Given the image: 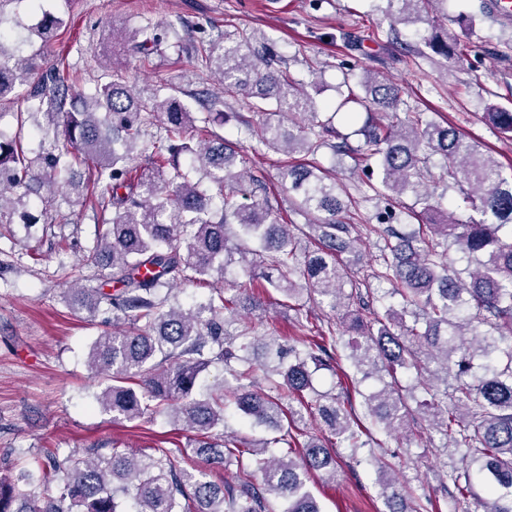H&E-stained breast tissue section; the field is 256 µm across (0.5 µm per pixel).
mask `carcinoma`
Here are the masks:
<instances>
[{
  "mask_svg": "<svg viewBox=\"0 0 512 512\" xmlns=\"http://www.w3.org/2000/svg\"><path fill=\"white\" fill-rule=\"evenodd\" d=\"M389 20L386 37L399 40L397 25L413 15L437 13L447 0H383ZM67 21L50 12L32 31L43 43L54 40ZM179 32L171 21L144 18L127 33L130 51L143 66L154 64ZM465 44L437 36L424 37L411 54L413 65L438 55L460 59ZM202 68L218 74L224 95L194 94L205 114L197 127L187 95L170 84L140 88L123 68L107 66L82 107L66 108L69 92L79 82L77 71L60 61L38 71L36 53L6 43L0 30V102L26 88L30 107L16 115L18 129L36 124L40 149L28 153L18 132L0 133V230L13 234L11 225L29 229L38 220L28 212L29 198L41 197L43 223L64 219L61 204L81 198L97 199L112 218L97 225L95 243L85 263L109 270L119 284L110 295L65 281L64 293L75 298L87 319L103 303L124 317L97 336L88 368L104 387L96 400L113 416L134 420L152 410L166 413L191 433L184 451L209 465L238 464L237 482L219 485L199 469L180 466L168 448L153 454L113 447L108 452L91 448L87 455H61L37 450L24 464L0 471V512H275L271 499L285 503L283 512H321L306 490L307 475L323 471L337 476L336 458L325 436L309 435L291 442L289 433L252 446H242L224 431V394L195 399L199 377L212 364H221L235 385L236 404L259 424L283 430L306 424L305 412L317 409L326 431L355 450L369 445L361 439L370 426L384 431L403 428L412 418L407 395L421 388L431 399L418 402L433 423L444 428L449 443L468 448L463 474L453 477L457 490L471 488L478 478L487 495L486 512H512V167H504L450 124H440L416 109L397 117L402 99L391 83L365 71L347 73L346 91L331 112H321L307 87L290 77L285 57L252 31L224 32L190 48ZM241 95L252 111L267 116L258 123L241 121L240 135L256 155L267 151L303 153V164L279 168L281 183L298 207L311 216L309 228L321 248L304 257L297 253L296 237L278 221L268 196L237 199L242 179L239 151L213 137L207 124L224 118L226 97ZM345 107L367 110L363 125L354 131L357 145L334 120ZM280 120L272 122L269 116ZM289 124H283V120ZM499 133L512 138V112L489 114ZM146 152V164L133 165L137 147ZM329 148L338 162L349 158L365 163L367 186L385 201L371 227L380 240L381 262L372 275L392 284L402 308H384L370 321L355 315L356 336L303 335L291 348L292 358L275 368H258L249 361L255 342L251 327L229 331L240 296L255 287L256 270L267 267L268 284L292 300L301 292L328 299L332 311L353 304L365 311L374 306L359 292L344 291L347 265L344 254L357 253L361 239L353 236L356 213L352 197L336 178L335 170L317 160ZM443 164L433 171L431 156ZM84 167L91 173L85 183L74 178ZM450 178L458 187L457 208L472 210L462 223L448 210L445 194L429 186ZM411 193L423 205L418 211L400 203ZM434 216L417 224L411 234L397 225L410 218ZM453 240L476 262L470 279L451 271L448 248ZM259 243V248L250 243ZM239 255L245 279L232 286L234 295L215 288L203 301L183 309L169 303L163 290L221 275L229 258ZM412 323H407L406 315ZM487 326L496 341L508 349L507 363L486 365L478 384L472 385L473 359L491 356ZM363 341H358V338ZM351 350L356 371L368 376L380 368L390 381L364 397L358 417L350 397L319 394L310 367L332 359L338 345ZM438 361L453 373L454 405L448 391L431 392L425 383L403 390L398 370L422 375L427 364ZM315 395L309 404L308 394ZM299 407H284L282 398ZM293 443L299 458L265 456L266 449ZM251 455L243 464V456ZM382 493L389 512H422L420 503H406L404 489L383 460L375 457Z\"/></svg>",
  "mask_w": 512,
  "mask_h": 512,
  "instance_id": "1",
  "label": "carcinoma"
}]
</instances>
